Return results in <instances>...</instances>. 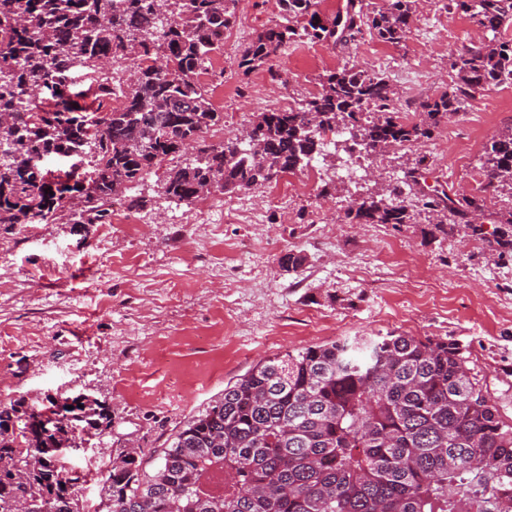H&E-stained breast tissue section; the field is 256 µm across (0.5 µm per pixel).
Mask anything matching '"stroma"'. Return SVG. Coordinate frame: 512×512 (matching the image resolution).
Returning <instances> with one entry per match:
<instances>
[{"label":"stroma","instance_id":"35a3bbf8","mask_svg":"<svg viewBox=\"0 0 512 512\" xmlns=\"http://www.w3.org/2000/svg\"><path fill=\"white\" fill-rule=\"evenodd\" d=\"M238 38L224 51V80L240 88L221 111L226 133L250 129L264 106L255 86L278 72L289 92L344 64L382 74L402 102L434 96L449 74V46L478 32L448 0L417 10L408 38L384 60L364 47L322 43L320 63L291 43L269 68L242 75L236 59L257 34L281 22L266 0H236ZM423 47L427 68L414 55ZM512 126V94L487 88L431 139L390 150L379 168L347 173L335 132L323 133L327 165L286 206L260 190L231 193L258 206L250 221L212 213L191 222L189 205L167 199L157 175L133 189L140 226L0 225V405L37 407L48 395L79 393L104 401L112 424L66 455L84 512H97L98 475L116 442L164 447L192 417L223 396L259 361L309 345L389 334L448 339L466 347L468 366L512 419V253L498 254L456 231L432 237L424 216L411 224H348L352 199L400 180L426 157L427 182L453 193L478 173L486 147ZM337 190L326 193L328 183ZM299 251L304 265L283 268Z\"/></svg>","mask_w":512,"mask_h":512}]
</instances>
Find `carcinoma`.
<instances>
[{
  "label": "carcinoma",
  "instance_id": "obj_1",
  "mask_svg": "<svg viewBox=\"0 0 512 512\" xmlns=\"http://www.w3.org/2000/svg\"><path fill=\"white\" fill-rule=\"evenodd\" d=\"M285 22L243 50L247 75L293 42L348 43L368 29L399 44L415 0L351 5L324 19L318 0H280ZM490 38L451 56L454 86L419 103L406 124L380 74L356 65L322 77L321 92L287 111L262 112L251 131L207 141L224 122L194 75L224 49L235 0H0V224H106L108 203L195 142L196 159L165 169L163 193L189 204L214 191H250L298 171L323 149L321 132H361L373 148L432 137L462 101L512 79V0H450ZM133 68L125 104L112 109V62ZM86 70V89L71 72ZM373 106L369 120L361 109ZM314 131H303L310 120ZM88 157L90 171L57 174L53 157ZM426 157L401 180L351 202L350 224H410L431 234L464 226L493 251L512 250V205L491 237L474 223L512 189V127L484 152L477 194L424 189ZM456 342L375 336L309 345L267 358L188 420L171 443L144 454L119 446L101 473L112 512H512V420L470 374ZM54 429L32 428L45 412ZM110 426L109 407L81 394L41 408L0 406V512L24 499L48 512H80L61 449L77 446L72 421Z\"/></svg>",
  "mask_w": 512,
  "mask_h": 512
}]
</instances>
